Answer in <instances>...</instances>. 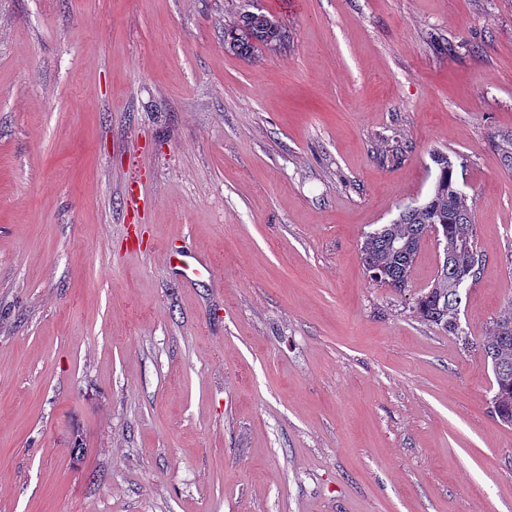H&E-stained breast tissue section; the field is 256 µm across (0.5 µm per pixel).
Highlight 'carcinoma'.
<instances>
[{
  "mask_svg": "<svg viewBox=\"0 0 512 512\" xmlns=\"http://www.w3.org/2000/svg\"><path fill=\"white\" fill-rule=\"evenodd\" d=\"M287 39L286 29L263 12L242 11L224 24V49L243 58H251L264 47L280 48ZM434 163L439 174L428 200L403 208L391 223L368 233L360 246L361 260L372 281L403 291L409 287L424 238L437 226L445 242L443 261L431 286L415 299L413 312L420 320L459 338L465 331L460 324L463 297L457 284L477 278L481 259L471 209L457 186L453 163L440 152L434 155ZM480 348L492 364L491 409L501 424L511 427L512 297L506 313L487 328Z\"/></svg>",
  "mask_w": 512,
  "mask_h": 512,
  "instance_id": "1",
  "label": "carcinoma"
}]
</instances>
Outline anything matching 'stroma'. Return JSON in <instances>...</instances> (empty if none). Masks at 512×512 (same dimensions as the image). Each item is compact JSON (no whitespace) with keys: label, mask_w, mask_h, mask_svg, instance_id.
<instances>
[{"label":"stroma","mask_w":512,"mask_h":512,"mask_svg":"<svg viewBox=\"0 0 512 512\" xmlns=\"http://www.w3.org/2000/svg\"><path fill=\"white\" fill-rule=\"evenodd\" d=\"M244 10L287 45L227 52ZM511 133L512 0H0V512H512ZM437 152L464 342L413 313L434 236L401 292L360 255ZM506 313L499 316L487 328L480 348L491 361L493 383L489 403L492 413L505 426H512V297Z\"/></svg>","instance_id":"stroma-1"}]
</instances>
